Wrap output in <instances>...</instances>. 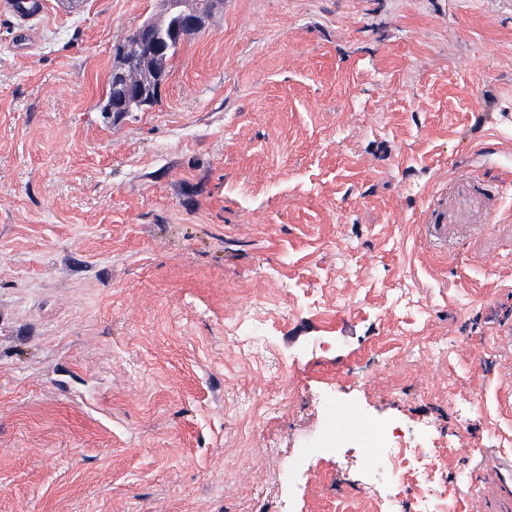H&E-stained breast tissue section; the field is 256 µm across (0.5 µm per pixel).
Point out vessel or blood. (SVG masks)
<instances>
[{"label": "vessel or blood", "instance_id": "vessel-or-blood-1", "mask_svg": "<svg viewBox=\"0 0 512 512\" xmlns=\"http://www.w3.org/2000/svg\"><path fill=\"white\" fill-rule=\"evenodd\" d=\"M499 186L463 176L457 179L451 201L428 210L424 231L433 241L447 244L470 237L498 211ZM480 472L488 498L487 512H512V459L485 452Z\"/></svg>", "mask_w": 512, "mask_h": 512}]
</instances>
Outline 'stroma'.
<instances>
[{"label": "stroma", "instance_id": "obj_1", "mask_svg": "<svg viewBox=\"0 0 512 512\" xmlns=\"http://www.w3.org/2000/svg\"><path fill=\"white\" fill-rule=\"evenodd\" d=\"M43 3L0 13V512H280L332 398L480 512L477 458L512 455V0H218L118 123L162 0ZM462 174L507 187L444 251L423 214ZM362 464L317 456L301 512H380ZM152 31L153 28L148 22L141 23L133 31L132 43H121L117 47L116 53H118L121 58L126 57V62L122 67L117 66L112 69V107L110 109V112H112V120H118L123 116V112H125L124 103L129 95L137 92L143 97L148 96L147 99L150 100L152 93H159L161 86L168 78L164 71V66H161L153 72L154 78L151 79L152 83L150 85H134L130 82L128 71L125 69L129 65L131 67H134L135 65L131 64L127 57V53L129 52L132 44H139L140 56L138 61L143 59L164 61V50L152 39Z\"/></svg>", "mask_w": 512, "mask_h": 512}]
</instances>
